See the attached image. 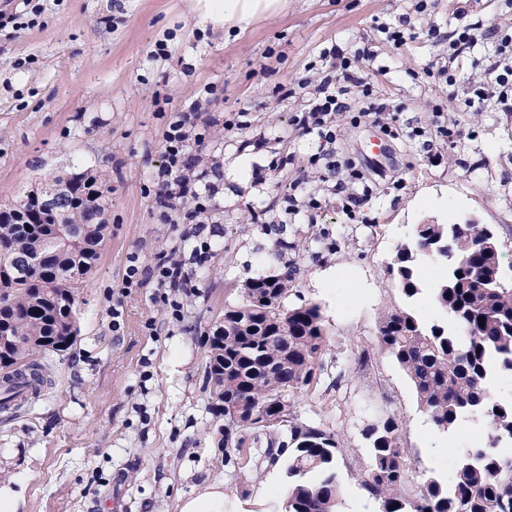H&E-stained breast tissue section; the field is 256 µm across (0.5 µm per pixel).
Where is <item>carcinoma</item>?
Instances as JSON below:
<instances>
[{"instance_id": "obj_1", "label": "carcinoma", "mask_w": 512, "mask_h": 512, "mask_svg": "<svg viewBox=\"0 0 512 512\" xmlns=\"http://www.w3.org/2000/svg\"><path fill=\"white\" fill-rule=\"evenodd\" d=\"M69 207L29 220L33 194L0 207V255H35L64 227L81 234L80 244L25 269L0 264V409L26 390L52 384L55 358L77 342V283L85 282L107 228L108 200L90 169L76 175ZM451 261L436 251L446 247ZM439 258L440 277L423 288L425 258ZM389 274L405 300L378 321V349L408 376L417 404L432 427L446 433L469 420L489 429L488 441L463 448L448 479L427 476L407 491L402 436L406 421L387 418L366 430L370 465L359 486L378 502L379 512H512V400L499 399L491 383L512 376V275L502 266L495 227L489 224H421L396 250ZM294 270L259 274L242 288L245 300L224 306V320L210 339L205 385L224 408L245 404L269 421L263 436L240 435L243 426L224 420L225 465L236 468L249 453L257 472L278 470L288 489L284 512H338V437L298 421L295 396L309 386L328 346L320 305H290ZM273 283H268V280ZM428 293L440 316L422 319L413 300ZM288 313V334L273 323ZM265 439V447L247 444ZM510 508H504V505Z\"/></svg>"}]
</instances>
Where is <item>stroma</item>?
<instances>
[{
  "label": "stroma",
  "instance_id": "35a3bbf8",
  "mask_svg": "<svg viewBox=\"0 0 512 512\" xmlns=\"http://www.w3.org/2000/svg\"><path fill=\"white\" fill-rule=\"evenodd\" d=\"M23 29L0 31V204L51 176L91 168L110 190L108 231L78 293L76 345L54 382L14 413L0 411V489L16 512H179L203 484L224 488V512H281V474L228 476L224 417L204 385L208 338L225 304L261 273L295 268L289 303L322 307L324 369L295 399L299 420L341 437L339 512H378L351 474L369 462L364 429L398 414L414 482L441 470L449 448L479 445L482 428L435 431L405 373L377 352L382 311L401 301L387 267L421 224L472 219L498 230L512 262V100L465 107L468 89L494 83L488 29L512 33V0H286L242 33L200 21L198 0H32ZM407 19L394 47L381 26ZM470 28L474 42L454 55ZM370 49L368 95L385 112L336 114V158L358 179L337 191L322 142L295 119L311 99L330 47ZM216 92L199 99L203 85ZM364 87V88H367ZM351 84L346 99L363 101ZM198 105L207 131L192 153L214 188L203 227L159 218L153 173L163 165L172 112ZM427 135L392 136V115ZM455 131V139L437 132ZM362 204L348 208V195ZM297 209H290L289 198ZM317 199L319 208L308 206ZM210 239L206 259L193 253ZM294 251L273 259L279 240ZM176 257L192 287L160 299L154 281L123 285ZM181 306L173 318L170 301ZM371 350L366 368L358 352Z\"/></svg>",
  "mask_w": 512,
  "mask_h": 512
}]
</instances>
